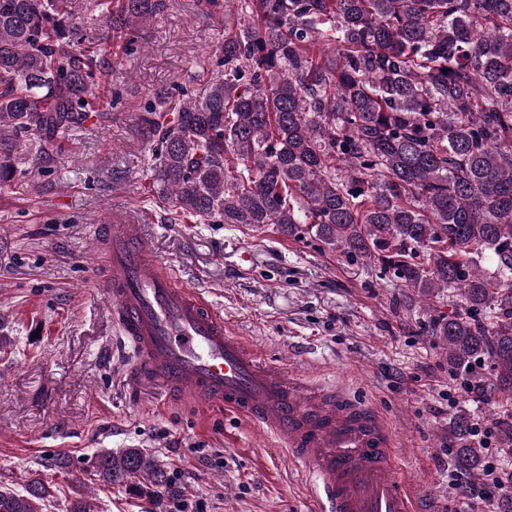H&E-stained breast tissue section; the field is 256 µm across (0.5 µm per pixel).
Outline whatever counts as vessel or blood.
<instances>
[{
	"mask_svg": "<svg viewBox=\"0 0 512 512\" xmlns=\"http://www.w3.org/2000/svg\"><path fill=\"white\" fill-rule=\"evenodd\" d=\"M96 261L95 284L137 352L135 386L222 405L263 431L310 479L308 512H420L390 422L235 336L149 252L142 218L113 214Z\"/></svg>",
	"mask_w": 512,
	"mask_h": 512,
	"instance_id": "obj_1",
	"label": "vessel or blood"
}]
</instances>
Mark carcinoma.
I'll return each instance as SVG.
<instances>
[{
	"instance_id": "1",
	"label": "carcinoma",
	"mask_w": 512,
	"mask_h": 512,
	"mask_svg": "<svg viewBox=\"0 0 512 512\" xmlns=\"http://www.w3.org/2000/svg\"><path fill=\"white\" fill-rule=\"evenodd\" d=\"M164 8L0 0V188L25 185L106 108L112 34ZM202 69L206 81L157 93L141 116L161 202L203 224L308 234L425 298L459 297L431 331L471 399L503 402L492 434L512 459V0H224V40ZM476 426L463 411L450 430L471 472ZM92 468L149 498L173 493L138 448H102ZM496 480L498 512H512V470ZM48 495L32 478L0 490V512H40Z\"/></svg>"
}]
</instances>
